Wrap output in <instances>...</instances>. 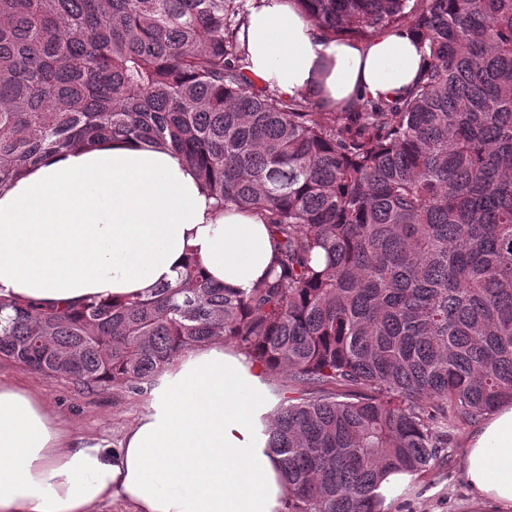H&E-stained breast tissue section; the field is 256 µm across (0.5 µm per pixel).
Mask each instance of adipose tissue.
Returning a JSON list of instances; mask_svg holds the SVG:
<instances>
[{"instance_id": "obj_1", "label": "adipose tissue", "mask_w": 512, "mask_h": 512, "mask_svg": "<svg viewBox=\"0 0 512 512\" xmlns=\"http://www.w3.org/2000/svg\"><path fill=\"white\" fill-rule=\"evenodd\" d=\"M247 74L324 110L394 99L427 52L406 29L330 39L286 0H255L241 27ZM215 281L250 292L277 244L254 215L219 210L192 169L147 142L106 140L47 155L0 189V296L43 306L117 302L174 283L188 252ZM278 401L262 366L223 341L185 352L154 380L119 447L72 435L29 387L0 381V512H282L268 446ZM463 478L481 512H512V404L469 437Z\"/></svg>"}]
</instances>
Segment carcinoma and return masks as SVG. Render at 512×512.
I'll return each mask as SVG.
<instances>
[{"label": "carcinoma", "instance_id": "cac0c4a2", "mask_svg": "<svg viewBox=\"0 0 512 512\" xmlns=\"http://www.w3.org/2000/svg\"><path fill=\"white\" fill-rule=\"evenodd\" d=\"M251 0H0V187L101 138L171 149L277 241L249 294L175 285L48 309L0 297V357L137 391L223 339L281 383L284 512H383L382 476L451 461L512 402V0H293L329 38L415 32L404 97L317 112L250 80Z\"/></svg>", "mask_w": 512, "mask_h": 512}]
</instances>
